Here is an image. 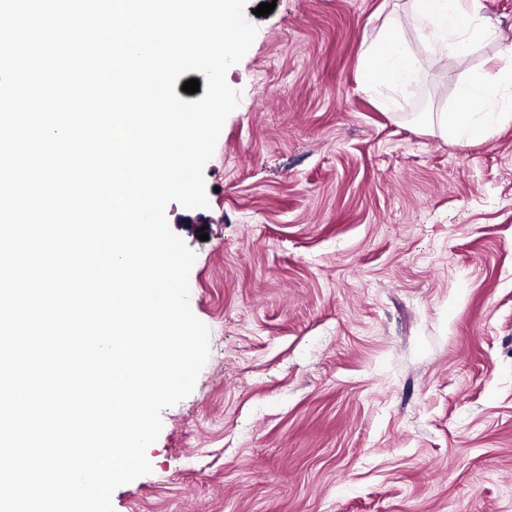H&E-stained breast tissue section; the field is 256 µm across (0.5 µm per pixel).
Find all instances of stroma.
<instances>
[{"mask_svg": "<svg viewBox=\"0 0 512 512\" xmlns=\"http://www.w3.org/2000/svg\"><path fill=\"white\" fill-rule=\"evenodd\" d=\"M482 2L498 37L463 59L405 25L398 109L360 55L406 0L252 16L208 205L166 210L210 356L115 512H512V122L423 121L512 44V0Z\"/></svg>", "mask_w": 512, "mask_h": 512, "instance_id": "35a3bbf8", "label": "stroma"}]
</instances>
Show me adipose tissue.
I'll return each instance as SVG.
<instances>
[{"label":"adipose tissue","instance_id":"ef3b65f1","mask_svg":"<svg viewBox=\"0 0 512 512\" xmlns=\"http://www.w3.org/2000/svg\"><path fill=\"white\" fill-rule=\"evenodd\" d=\"M459 0H411L405 20L390 19L369 41L361 54L363 87L375 94L381 105L394 107L418 70L409 50L404 23L429 30L437 36H453L459 56H467L478 37L488 30L481 22L480 0H469L467 12H460ZM512 97V49L501 56L496 69L471 76L456 89L452 107L436 114L431 127L454 142L486 138L512 111L502 98Z\"/></svg>","mask_w":512,"mask_h":512}]
</instances>
